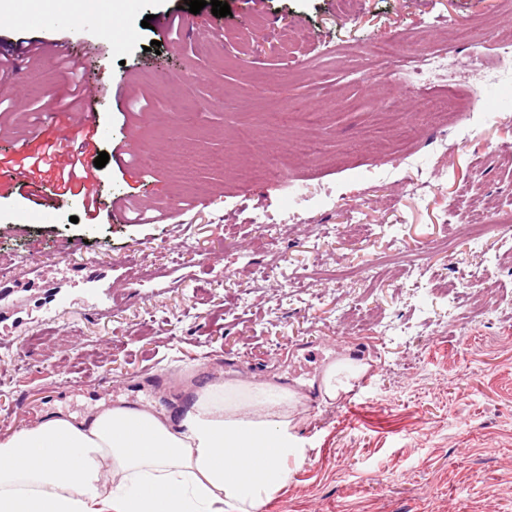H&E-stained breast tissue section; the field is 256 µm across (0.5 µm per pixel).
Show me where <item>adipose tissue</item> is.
Wrapping results in <instances>:
<instances>
[{"instance_id":"obj_1","label":"adipose tissue","mask_w":512,"mask_h":512,"mask_svg":"<svg viewBox=\"0 0 512 512\" xmlns=\"http://www.w3.org/2000/svg\"><path fill=\"white\" fill-rule=\"evenodd\" d=\"M367 369L345 358L322 374L333 402ZM160 416L106 407L84 419L43 417L0 439V512H263L303 456L302 398L274 381L187 385Z\"/></svg>"}]
</instances>
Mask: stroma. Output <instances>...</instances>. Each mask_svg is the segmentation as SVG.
I'll use <instances>...</instances> for the list:
<instances>
[{
    "instance_id": "1",
    "label": "stroma",
    "mask_w": 512,
    "mask_h": 512,
    "mask_svg": "<svg viewBox=\"0 0 512 512\" xmlns=\"http://www.w3.org/2000/svg\"><path fill=\"white\" fill-rule=\"evenodd\" d=\"M183 3L73 0L67 18L54 0H11L0 19V171L46 189L0 188V438L101 402L167 413L189 380H272L303 397L307 453L264 512H512V267L495 263L512 241L481 224L482 203L512 211V65L489 53L512 11L227 0L218 18ZM148 15L174 25L142 27ZM456 20L475 30L447 72L374 77L372 44L448 48ZM277 30V65L252 63ZM61 42L65 55L38 51ZM452 75L469 137L454 115L434 129L417 93L448 97ZM88 118L96 219L79 182L57 202V169L31 167ZM119 199L128 211L110 213ZM482 270L492 293L471 283ZM93 287L111 288V310L86 304ZM346 357L370 382L323 404L316 383Z\"/></svg>"
}]
</instances>
